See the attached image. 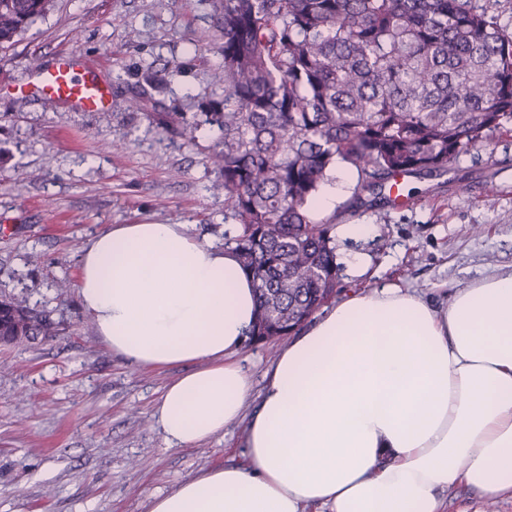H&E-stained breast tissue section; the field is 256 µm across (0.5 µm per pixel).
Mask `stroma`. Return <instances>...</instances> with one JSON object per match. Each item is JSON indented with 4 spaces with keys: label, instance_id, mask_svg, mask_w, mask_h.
I'll return each instance as SVG.
<instances>
[{
    "label": "stroma",
    "instance_id": "obj_1",
    "mask_svg": "<svg viewBox=\"0 0 512 512\" xmlns=\"http://www.w3.org/2000/svg\"><path fill=\"white\" fill-rule=\"evenodd\" d=\"M223 38L207 0H54L0 51V298L41 311L51 335L0 343V512H149L200 472L241 460L244 421L191 447H171L152 415L180 365L141 367L112 354L81 310L75 282L85 242L114 224H188L224 243V181L208 155L219 135L207 116L224 98ZM63 52L96 64L108 106L80 112L36 93L28 59ZM153 104L130 99L145 81ZM198 125L195 143L179 134ZM408 202L344 213L367 224L333 237L342 293L385 284L436 303L493 267L512 265V132L498 133L443 177H408ZM363 259L352 269V257ZM281 341L243 345L259 405ZM445 512H512L463 484Z\"/></svg>",
    "mask_w": 512,
    "mask_h": 512
}]
</instances>
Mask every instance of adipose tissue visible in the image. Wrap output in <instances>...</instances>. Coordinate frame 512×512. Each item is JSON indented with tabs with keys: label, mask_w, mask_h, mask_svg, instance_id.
Here are the masks:
<instances>
[{
	"label": "adipose tissue",
	"mask_w": 512,
	"mask_h": 512,
	"mask_svg": "<svg viewBox=\"0 0 512 512\" xmlns=\"http://www.w3.org/2000/svg\"><path fill=\"white\" fill-rule=\"evenodd\" d=\"M76 288L112 353L186 365L154 409L169 445L240 420L252 382L234 357L258 302L233 253L185 224H119L82 248ZM243 446L149 512H444L457 483L512 494V266L440 307L391 284L338 301L279 351Z\"/></svg>",
	"instance_id": "ef3b65f1"
}]
</instances>
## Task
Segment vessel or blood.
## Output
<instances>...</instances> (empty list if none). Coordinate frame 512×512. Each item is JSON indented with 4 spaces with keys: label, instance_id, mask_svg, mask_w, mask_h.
<instances>
[{
    "label": "vessel or blood",
    "instance_id": "obj_1",
    "mask_svg": "<svg viewBox=\"0 0 512 512\" xmlns=\"http://www.w3.org/2000/svg\"><path fill=\"white\" fill-rule=\"evenodd\" d=\"M34 87L40 94L84 112L101 110L109 97V87L98 70L68 53L60 54L51 67L36 71Z\"/></svg>",
    "mask_w": 512,
    "mask_h": 512
}]
</instances>
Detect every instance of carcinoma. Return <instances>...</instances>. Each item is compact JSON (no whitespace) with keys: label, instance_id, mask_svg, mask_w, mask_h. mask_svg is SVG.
I'll list each match as a JSON object with an SVG mask.
<instances>
[{"label":"carcinoma","instance_id":"carcinoma-1","mask_svg":"<svg viewBox=\"0 0 512 512\" xmlns=\"http://www.w3.org/2000/svg\"><path fill=\"white\" fill-rule=\"evenodd\" d=\"M223 34L224 101L209 162L237 224L224 232L256 284L252 336L336 296L332 221L309 213L342 163L354 207L401 176L446 175L512 126V35L499 0H209ZM52 0H0L6 48ZM53 330L46 316L0 301V335Z\"/></svg>","mask_w":512,"mask_h":512}]
</instances>
